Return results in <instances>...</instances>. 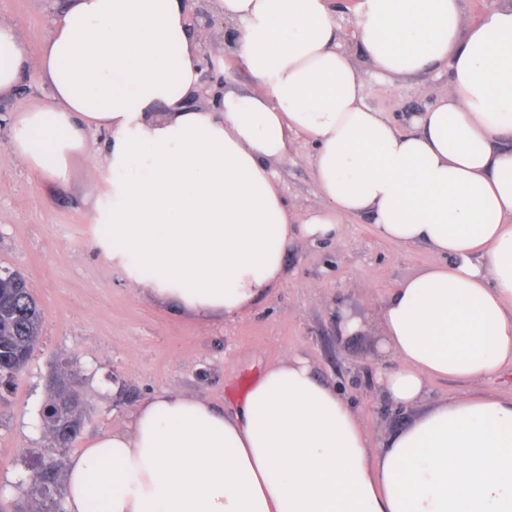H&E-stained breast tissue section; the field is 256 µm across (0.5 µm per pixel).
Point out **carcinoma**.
<instances>
[{
    "instance_id": "carcinoma-1",
    "label": "carcinoma",
    "mask_w": 512,
    "mask_h": 512,
    "mask_svg": "<svg viewBox=\"0 0 512 512\" xmlns=\"http://www.w3.org/2000/svg\"><path fill=\"white\" fill-rule=\"evenodd\" d=\"M43 316L41 308L33 298L26 282L12 279L0 273V350L3 351V368L7 371L13 367L28 364L41 337ZM49 397L40 411L39 418L44 436L53 441L60 432L61 418L84 424L82 404L73 410L66 409L58 413V404L67 394L78 391L77 381L68 363H60L59 370L48 380ZM53 411L51 418H46L47 411ZM62 463L39 459L32 466L27 479L30 497L38 503L53 502L57 512H65L63 498L60 494Z\"/></svg>"
}]
</instances>
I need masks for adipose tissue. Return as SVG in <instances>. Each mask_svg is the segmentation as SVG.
Listing matches in <instances>:
<instances>
[{"instance_id": "obj_1", "label": "adipose tissue", "mask_w": 512, "mask_h": 512, "mask_svg": "<svg viewBox=\"0 0 512 512\" xmlns=\"http://www.w3.org/2000/svg\"><path fill=\"white\" fill-rule=\"evenodd\" d=\"M260 89L194 103L198 47L185 0H65L30 54L0 23L9 147L63 182L77 155L104 167L93 246L168 308L232 320L288 278L299 240H342L350 220L435 260L382 295L377 385L412 411L371 441L335 385L293 352L225 410L159 392L69 464L67 512H512V398L427 401L430 378L512 368V0L463 27L464 0H358L352 34L333 0H213ZM410 76L446 66L407 125L365 103L359 60ZM312 143L321 203L298 214L273 164Z\"/></svg>"}]
</instances>
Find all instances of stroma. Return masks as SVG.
<instances>
[{
	"label": "stroma",
	"instance_id": "obj_1",
	"mask_svg": "<svg viewBox=\"0 0 512 512\" xmlns=\"http://www.w3.org/2000/svg\"><path fill=\"white\" fill-rule=\"evenodd\" d=\"M63 5L64 0H0V20L15 25L35 53ZM192 31L200 53L212 54L216 63L201 70V103L226 89L258 90L231 51L216 49L224 40L223 18H215L209 29L193 24ZM361 76L367 105L399 122L430 104L428 88L448 83L441 68L396 77L365 63ZM44 97L24 83L16 98L0 99V271L23 276L44 313L35 354L0 400V504L25 500L18 482L33 458L70 461L83 441L122 427L153 394L195 395L228 409L263 369L292 351L307 356L324 379L341 389L369 435L409 420L408 412L356 371L365 363H381L377 336L342 334L330 301L344 295L343 314L364 316L388 288L433 262L428 250L385 243L356 219L342 241H300L289 247L287 282L242 317L202 321L170 311L89 246L95 228L84 202L104 185L92 158H74L68 183L48 186L10 154L9 117L16 102ZM312 151L307 140L292 139L287 156L275 166L286 199L302 211L320 203L309 163ZM61 360L78 370L87 410L80 440L68 448L49 446L39 423L47 377Z\"/></svg>",
	"mask_w": 512,
	"mask_h": 512
}]
</instances>
